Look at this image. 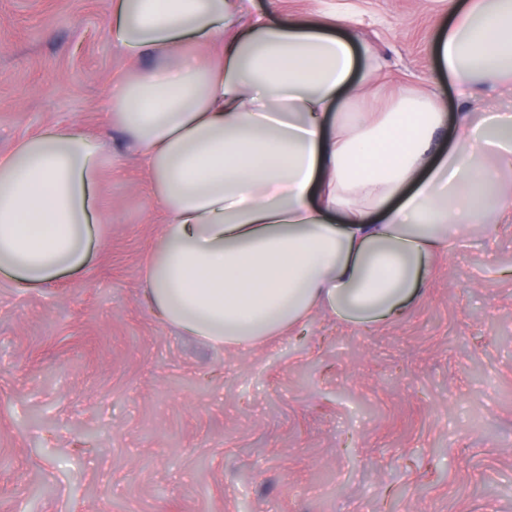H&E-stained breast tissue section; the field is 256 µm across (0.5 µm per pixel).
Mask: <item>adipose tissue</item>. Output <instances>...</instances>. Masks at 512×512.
<instances>
[{"label":"adipose tissue","instance_id":"1","mask_svg":"<svg viewBox=\"0 0 512 512\" xmlns=\"http://www.w3.org/2000/svg\"><path fill=\"white\" fill-rule=\"evenodd\" d=\"M437 69L454 115L420 95L363 111L348 18L272 21L253 0H116L109 36L159 65L117 81L109 113L170 217L147 266L161 320L252 351L317 308L401 316L432 257L512 216V113L479 87L512 83V0H448ZM198 44L186 53L185 42ZM455 127L447 151L434 145ZM100 140L49 127L0 157V273L36 288L82 269Z\"/></svg>","mask_w":512,"mask_h":512}]
</instances>
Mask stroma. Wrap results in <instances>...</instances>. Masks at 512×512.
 Segmentation results:
<instances>
[{
	"label": "stroma",
	"instance_id": "stroma-1",
	"mask_svg": "<svg viewBox=\"0 0 512 512\" xmlns=\"http://www.w3.org/2000/svg\"><path fill=\"white\" fill-rule=\"evenodd\" d=\"M113 0H0V155L49 126L101 138L89 261L26 290L0 274V512H512V223L434 257L401 319L325 310L241 357L143 301L168 217L113 81L155 68L108 33ZM342 12L385 102L457 92L445 0H254Z\"/></svg>",
	"mask_w": 512,
	"mask_h": 512
}]
</instances>
